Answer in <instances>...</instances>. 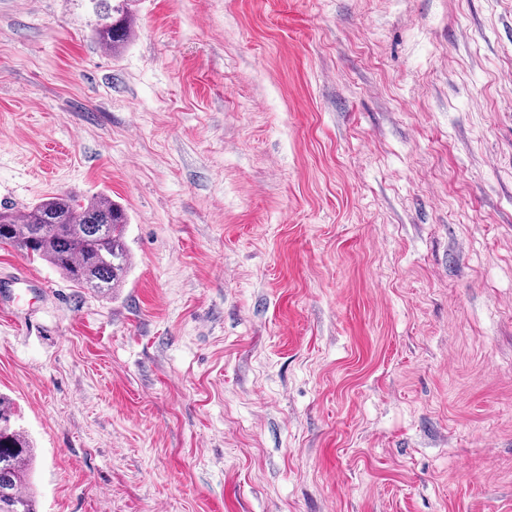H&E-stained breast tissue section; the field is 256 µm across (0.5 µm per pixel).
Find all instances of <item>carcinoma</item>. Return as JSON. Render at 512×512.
<instances>
[{"mask_svg":"<svg viewBox=\"0 0 512 512\" xmlns=\"http://www.w3.org/2000/svg\"><path fill=\"white\" fill-rule=\"evenodd\" d=\"M97 41L114 52L130 41L127 0H86ZM122 205L103 194L90 199L57 194L20 215L0 208V243L37 257L69 281L103 294L122 286L132 267ZM10 402L0 396V512H35L30 488L33 446L12 427Z\"/></svg>","mask_w":512,"mask_h":512,"instance_id":"cac0c4a2","label":"carcinoma"}]
</instances>
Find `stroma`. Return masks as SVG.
I'll return each instance as SVG.
<instances>
[{"label":"stroma","mask_w":512,"mask_h":512,"mask_svg":"<svg viewBox=\"0 0 512 512\" xmlns=\"http://www.w3.org/2000/svg\"><path fill=\"white\" fill-rule=\"evenodd\" d=\"M0 0V206L106 193L103 297L0 244L37 512H512V0ZM81 1L88 2L92 7L96 16L95 37L101 45L112 52L127 45L132 36L131 19L127 11L129 0Z\"/></svg>","instance_id":"stroma-1"}]
</instances>
